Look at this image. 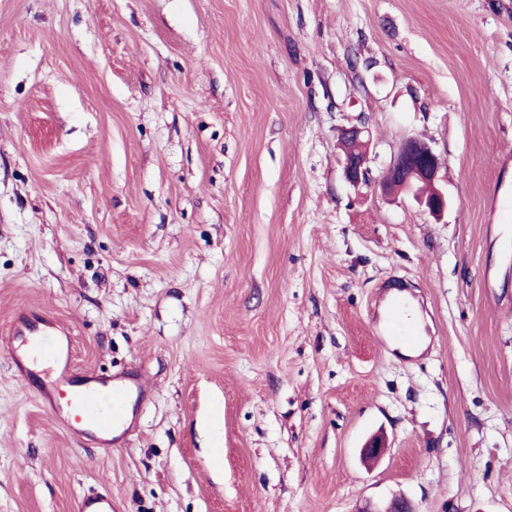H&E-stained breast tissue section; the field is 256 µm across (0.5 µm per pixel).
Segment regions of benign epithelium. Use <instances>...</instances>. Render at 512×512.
<instances>
[{"label":"benign epithelium","instance_id":"obj_1","mask_svg":"<svg viewBox=\"0 0 512 512\" xmlns=\"http://www.w3.org/2000/svg\"><path fill=\"white\" fill-rule=\"evenodd\" d=\"M370 163L371 158L366 148L360 153L345 154L343 167L346 181L354 187L370 184L374 190L385 196L403 193V190L398 187L400 182L406 187L414 183L421 184L427 187V191L415 196V200L424 211L435 218L442 217L448 211V194L439 184V158L426 142L416 138L401 141L377 177L372 175ZM358 512H416V510L408 499L394 496L382 506L367 505Z\"/></svg>","mask_w":512,"mask_h":512}]
</instances>
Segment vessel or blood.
<instances>
[{
    "instance_id": "vessel-or-blood-1",
    "label": "vessel or blood",
    "mask_w": 512,
    "mask_h": 512,
    "mask_svg": "<svg viewBox=\"0 0 512 512\" xmlns=\"http://www.w3.org/2000/svg\"><path fill=\"white\" fill-rule=\"evenodd\" d=\"M400 294L385 291L379 336L413 351L423 338L402 328L397 311ZM9 335L14 342L12 365L20 377L36 390L41 402L61 420L71 434L89 436L101 448L125 443L138 409L148 395L141 379L79 373L73 368L72 340L56 329L53 320L34 311L21 312ZM120 499L93 492L76 499L72 512H122Z\"/></svg>"
}]
</instances>
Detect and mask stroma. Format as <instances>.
Masks as SVG:
<instances>
[{
  "mask_svg": "<svg viewBox=\"0 0 512 512\" xmlns=\"http://www.w3.org/2000/svg\"><path fill=\"white\" fill-rule=\"evenodd\" d=\"M359 123L376 171L432 146L443 220L346 182ZM510 151L512 0H0V512H512ZM23 309L141 377L123 446L20 382ZM402 304V296L394 293L392 288L387 289L381 297V314L377 327V334L396 343L406 351H413L421 346L423 336L416 331H407L398 321L397 311ZM120 499L111 494L93 492L76 499L72 505L73 512H122Z\"/></svg>",
  "mask_w": 512,
  "mask_h": 512,
  "instance_id": "obj_1",
  "label": "stroma"
}]
</instances>
